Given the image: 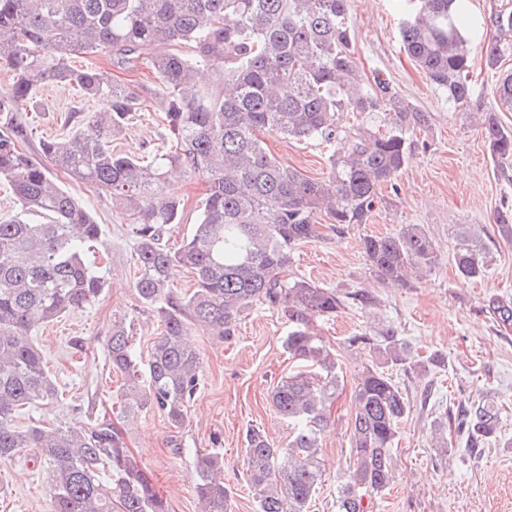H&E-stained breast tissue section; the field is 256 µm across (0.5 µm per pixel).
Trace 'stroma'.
<instances>
[{
    "instance_id": "obj_1",
    "label": "stroma",
    "mask_w": 512,
    "mask_h": 512,
    "mask_svg": "<svg viewBox=\"0 0 512 512\" xmlns=\"http://www.w3.org/2000/svg\"><path fill=\"white\" fill-rule=\"evenodd\" d=\"M400 21L398 0H350L347 23L354 58L363 75L375 70L386 73L404 98L428 113L430 123L415 130L419 146L394 186L383 188L384 200L370 223L350 226L341 236L323 228L320 238L295 251L291 273L324 288L372 291L382 301L381 320L398 327L400 336L420 355L436 352L446 361L443 370L428 376L392 373L413 407L400 423L394 444L395 481L373 498V512H512V327L498 326L484 309L493 296L512 300V240L500 237L493 222L500 204L512 202V184L495 175L484 138L472 119L474 112L493 106L498 76L474 70L471 102L461 107L450 104L447 92L433 85L404 52ZM72 64L78 69L94 67L106 80L144 91L146 107L132 114L125 131L113 139V150L136 155L169 150L172 141L154 97L156 77L148 65L121 69L103 54H78ZM35 102V111L19 115L30 125L21 147L35 159L41 156L44 140L68 130L74 113L94 109L73 88L56 82L42 85ZM264 141L284 166L311 178L326 177L331 150L320 142L274 135ZM58 180L102 228L104 246L92 258L102 268L106 286L96 302L35 329L46 370L61 397L22 411L15 425L24 429L38 422L83 429L111 419L134 456L151 472L170 512H198L193 492L195 451L216 449L224 456L229 512H255L246 483L244 435L257 427L275 443L288 439V425L270 402L273 387L292 370L284 346L287 319L257 303L241 315L232 339L192 330L189 340L203 368L185 424L172 427L153 409L131 421L122 418L117 405L122 377L113 371L107 353L112 326L122 319L132 322L137 354L144 360L160 333L159 324L134 289L136 242L127 216L92 188L63 174ZM205 194L203 180L181 176L174 196L184 205V219L166 235L168 247L179 248L190 236ZM403 224L423 225L438 247L431 273L408 288L383 284L368 269L360 246L363 236L389 233ZM459 224L473 225L490 248L492 262L483 279H465L455 271L454 229ZM368 326L366 317L353 307L334 320L313 324L332 352L341 393L322 433L324 476L310 512H336L337 478L351 449L353 379L361 366L344 340ZM481 396L496 401L501 409L499 439L473 454L451 430L447 450L435 448L430 434L435 420L444 417L450 406ZM177 443L182 444L183 454H175ZM48 509L46 478L33 452L0 461V512Z\"/></svg>"
}]
</instances>
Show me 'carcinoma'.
I'll return each mask as SVG.
<instances>
[{"label":"carcinoma","mask_w":512,"mask_h":512,"mask_svg":"<svg viewBox=\"0 0 512 512\" xmlns=\"http://www.w3.org/2000/svg\"><path fill=\"white\" fill-rule=\"evenodd\" d=\"M348 2L0 0V53L13 73L0 90V180L10 183L16 204L13 215L0 219V459L36 450L49 512H168L111 422L103 419L84 431L14 424L19 411L59 397L32 332L93 303L104 287L101 272L87 261L101 242V226L60 185L57 171L90 186L131 219L138 258L134 288L156 313L161 331L143 365L133 327L123 320L112 325L108 358L125 377L120 401L130 414L156 409L172 426L184 424L202 373L199 354L186 339L190 329L229 338L238 316L256 302L287 318L284 345L294 369L275 386L272 404L290 433L281 446L257 428L246 430V482L256 512H309L322 483L320 436L338 386L336 362L313 323L350 305L373 318L381 300L365 289L342 292L291 276L293 254L319 236L323 213L338 235L368 223L382 201V186L411 160L416 142L410 133L427 123L426 113L383 73L363 83ZM490 23L498 38L481 50L480 63L496 71L512 48V10L495 11ZM400 37L430 82L448 92V102H470V44L480 30L469 0H408ZM161 43L172 50L150 56ZM99 53L126 69L148 61L175 150L147 157L112 150V137L146 98L134 87L104 81L93 68L71 65L76 54ZM48 81L74 86L96 110L64 136L43 142L44 164L19 150L28 128L15 116ZM495 100L512 110V74L499 77ZM345 112L358 113L359 124L341 126ZM478 124L495 174L512 183V129L492 108L479 113ZM266 134L338 143L328 176L313 179L283 166L266 151ZM173 166L207 184L193 231L176 250L163 243L184 212L164 191L165 169ZM494 223L512 239V206L498 208ZM454 238L457 273L485 277L491 255L477 232L459 224ZM361 248L372 272L393 286H408L436 261L437 245L419 224L366 235ZM182 270L194 274L195 287L178 294L172 285ZM487 308L496 323L512 326L511 301L492 298ZM346 343L366 362L354 390L351 456L336 506L338 512H369L364 498L393 483L392 448L411 410L386 368L426 373L444 358L420 357L392 323L378 322ZM450 425L477 453L499 433L500 410L474 399L433 424V435ZM194 490L202 512H227L221 455L196 451Z\"/></svg>","instance_id":"obj_1"}]
</instances>
